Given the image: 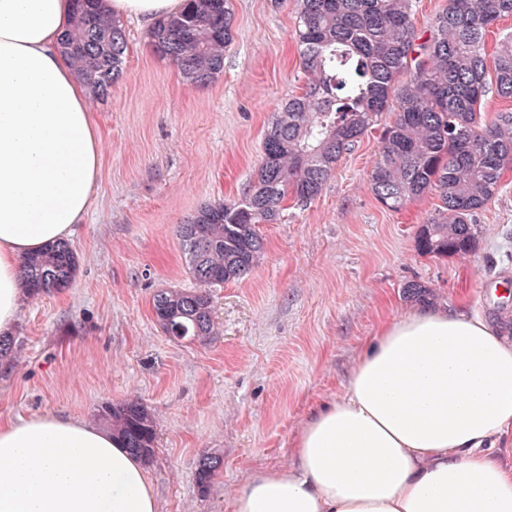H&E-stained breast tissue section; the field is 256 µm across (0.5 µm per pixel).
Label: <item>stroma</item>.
Instances as JSON below:
<instances>
[{
	"instance_id": "1",
	"label": "stroma",
	"mask_w": 512,
	"mask_h": 512,
	"mask_svg": "<svg viewBox=\"0 0 512 512\" xmlns=\"http://www.w3.org/2000/svg\"><path fill=\"white\" fill-rule=\"evenodd\" d=\"M298 9V0H232L224 71L205 86L154 51L147 24L126 22L123 75L91 104L103 159L69 240L76 274L62 291L26 297L16 356L0 362L1 418L91 422L108 402L147 404L158 512H233L240 485L290 466L307 415L343 393L368 337L419 307L408 282L425 285L433 306L479 314L512 337V171L478 213L469 255L422 254L417 236L437 196L393 211L369 186L390 112L314 201L262 225L264 252L249 276L213 291L217 336L175 339L157 323V291L196 285L180 224L248 190L273 112L303 83ZM211 452L223 464L204 491L196 462Z\"/></svg>"
}]
</instances>
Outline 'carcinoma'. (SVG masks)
Listing matches in <instances>:
<instances>
[{
  "instance_id": "carcinoma-1",
  "label": "carcinoma",
  "mask_w": 512,
  "mask_h": 512,
  "mask_svg": "<svg viewBox=\"0 0 512 512\" xmlns=\"http://www.w3.org/2000/svg\"><path fill=\"white\" fill-rule=\"evenodd\" d=\"M231 0H186L181 12L149 30L156 52L183 79L206 85L224 70L232 39ZM413 0H300L295 41L307 77L273 114L257 180L241 198L201 207L179 226L189 274L199 288H166L153 296L156 321L178 339L206 342L215 334L211 289L246 277L264 249L261 224H277L288 200L318 197L337 162L384 112L394 113L370 172L376 200L393 211L426 193L441 201L422 225L423 254L466 256L473 220L498 194L512 166V112H482L491 91L512 99V34L493 54L488 28L512 17V0H448L430 35L415 43ZM78 77L95 100L122 74L125 26L100 0H75L63 41ZM77 257L64 242L22 258L19 282L29 295L69 286ZM98 421L123 447L149 462L155 420L139 399L101 406ZM221 466L200 456L195 476L207 490Z\"/></svg>"
}]
</instances>
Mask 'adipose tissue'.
<instances>
[{"mask_svg": "<svg viewBox=\"0 0 512 512\" xmlns=\"http://www.w3.org/2000/svg\"><path fill=\"white\" fill-rule=\"evenodd\" d=\"M185 0H105L154 23ZM72 0H0V335L24 294L21 259L72 236L102 137L61 51ZM512 341L485 320L415 308L383 323L344 393L315 408L292 466L240 487L233 512H512ZM0 512H158L140 459L110 430L51 413L0 418Z\"/></svg>", "mask_w": 512, "mask_h": 512, "instance_id": "obj_1", "label": "adipose tissue"}]
</instances>
